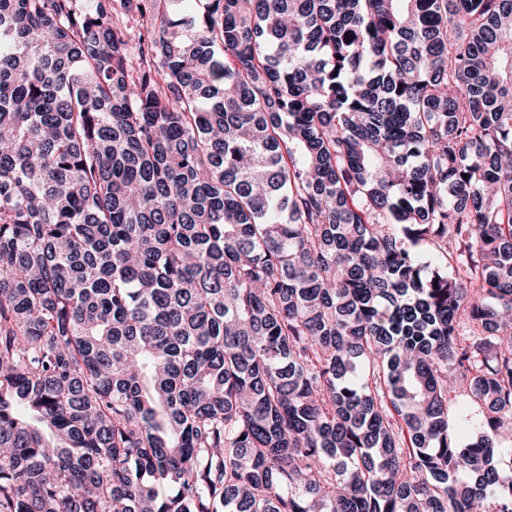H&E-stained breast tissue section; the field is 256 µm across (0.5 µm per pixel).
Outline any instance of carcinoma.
Instances as JSON below:
<instances>
[{
    "label": "carcinoma",
    "instance_id": "cac0c4a2",
    "mask_svg": "<svg viewBox=\"0 0 512 512\" xmlns=\"http://www.w3.org/2000/svg\"><path fill=\"white\" fill-rule=\"evenodd\" d=\"M181 3L0 0V512H512V0Z\"/></svg>",
    "mask_w": 512,
    "mask_h": 512
}]
</instances>
